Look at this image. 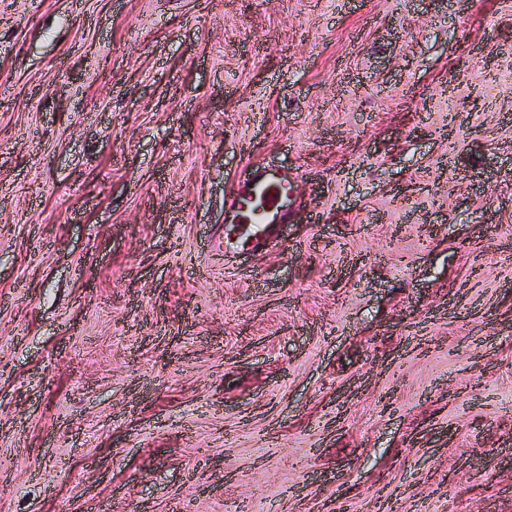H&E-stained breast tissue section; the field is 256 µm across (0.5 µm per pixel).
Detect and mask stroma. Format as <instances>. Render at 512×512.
I'll use <instances>...</instances> for the list:
<instances>
[{
  "label": "stroma",
  "mask_w": 512,
  "mask_h": 512,
  "mask_svg": "<svg viewBox=\"0 0 512 512\" xmlns=\"http://www.w3.org/2000/svg\"><path fill=\"white\" fill-rule=\"evenodd\" d=\"M0 512H512V0H0ZM294 187L288 173L268 165H257L232 189L226 205L227 242L255 248L265 234L279 224L288 223Z\"/></svg>",
  "instance_id": "35a3bbf8"
}]
</instances>
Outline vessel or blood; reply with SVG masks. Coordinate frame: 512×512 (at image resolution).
I'll return each instance as SVG.
<instances>
[{
  "label": "vessel or blood",
  "mask_w": 512,
  "mask_h": 512,
  "mask_svg": "<svg viewBox=\"0 0 512 512\" xmlns=\"http://www.w3.org/2000/svg\"><path fill=\"white\" fill-rule=\"evenodd\" d=\"M293 197V183L286 172L268 165L252 167L228 199L226 239L255 248L271 228L287 223Z\"/></svg>",
  "instance_id": "vessel-or-blood-1"
}]
</instances>
